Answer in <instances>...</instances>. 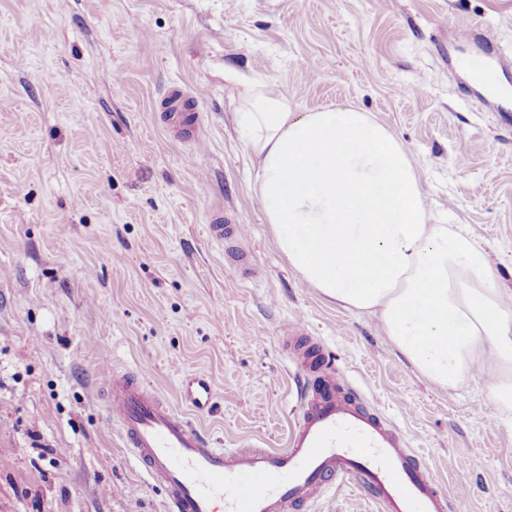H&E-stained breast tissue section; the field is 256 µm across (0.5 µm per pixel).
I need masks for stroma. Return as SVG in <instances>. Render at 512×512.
<instances>
[{"instance_id": "35a3bbf8", "label": "stroma", "mask_w": 512, "mask_h": 512, "mask_svg": "<svg viewBox=\"0 0 512 512\" xmlns=\"http://www.w3.org/2000/svg\"><path fill=\"white\" fill-rule=\"evenodd\" d=\"M512 54V0H0V512H166L124 448L106 369L190 412L217 447H285L314 348L406 431L449 512H512V412L491 376L443 390L378 321L324 301L277 251L237 114L350 103L409 149L427 205L512 289V106L458 29ZM249 225L209 235L216 211ZM302 318L305 338L283 331ZM305 512H378L355 486ZM482 40V56L467 57L464 62L466 70L477 80L483 78L492 70V68L485 63L483 57H491L493 55L490 51V47L493 48V42L486 35H483ZM182 400L191 408L205 410L213 400L209 382L201 377L187 379L183 386Z\"/></svg>"}]
</instances>
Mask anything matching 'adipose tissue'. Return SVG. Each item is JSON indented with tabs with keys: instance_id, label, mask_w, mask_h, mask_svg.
<instances>
[{
	"instance_id": "ef3b65f1",
	"label": "adipose tissue",
	"mask_w": 512,
	"mask_h": 512,
	"mask_svg": "<svg viewBox=\"0 0 512 512\" xmlns=\"http://www.w3.org/2000/svg\"><path fill=\"white\" fill-rule=\"evenodd\" d=\"M238 122L266 222L300 281L376 316L436 387L492 371L491 400L512 410V290L464 225L433 223L406 145L352 105L297 112L263 89Z\"/></svg>"
}]
</instances>
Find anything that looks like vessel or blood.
Returning <instances> with one entry per match:
<instances>
[{
    "instance_id": "1",
    "label": "vessel or blood",
    "mask_w": 512,
    "mask_h": 512,
    "mask_svg": "<svg viewBox=\"0 0 512 512\" xmlns=\"http://www.w3.org/2000/svg\"><path fill=\"white\" fill-rule=\"evenodd\" d=\"M217 240H240L245 225L216 215ZM109 411L126 448L166 492L167 512H299L335 484L370 492L381 512H448L449 497L427 471L405 433L360 403L341 373L326 371L304 400L283 448H218L164 399L127 375L107 372ZM182 399L203 410L209 382L187 379Z\"/></svg>"
}]
</instances>
